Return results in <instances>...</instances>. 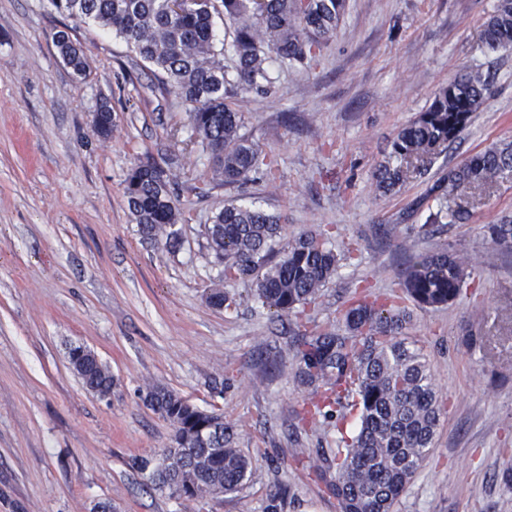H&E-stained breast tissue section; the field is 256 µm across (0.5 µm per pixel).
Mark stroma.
I'll list each match as a JSON object with an SVG mask.
<instances>
[{
    "instance_id": "stroma-1",
    "label": "stroma",
    "mask_w": 512,
    "mask_h": 512,
    "mask_svg": "<svg viewBox=\"0 0 512 512\" xmlns=\"http://www.w3.org/2000/svg\"><path fill=\"white\" fill-rule=\"evenodd\" d=\"M497 0H347L317 66L276 69L273 96H250L244 133L276 162L223 185L190 142L186 106L162 89L123 39L74 22L49 0H0V512H338L303 467L335 445L336 427L297 428L305 390L293 378L296 324L258 308L249 284L219 283L205 227L224 203L280 214L284 241L308 231L356 244L308 327L333 331L353 292L397 290L408 228L425 224L429 190L470 155L512 142V50H491L485 23ZM87 50L75 76L55 33ZM491 74L493 92L429 174L381 196L373 173L397 131L465 71ZM114 126L101 137V103ZM176 156L181 246L142 240L124 194L136 163ZM472 216L435 226L416 247L491 254L486 225L512 217V176L468 193ZM477 266L462 296L415 311L443 408L429 456L396 512H512V253ZM223 285L238 305L206 300ZM95 351L112 396L88 392L68 361ZM166 388L238 429L252 474L239 492L193 501L152 489L139 468L171 442L169 421L145 402Z\"/></svg>"
}]
</instances>
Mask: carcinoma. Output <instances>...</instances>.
I'll list each match as a JSON object with an SVG mask.
<instances>
[{"mask_svg":"<svg viewBox=\"0 0 512 512\" xmlns=\"http://www.w3.org/2000/svg\"><path fill=\"white\" fill-rule=\"evenodd\" d=\"M73 20H92L122 38L143 63L159 73L162 88L186 105L191 139L212 157L213 175L226 184L245 181L264 169L274 183L273 161L244 133L241 103L255 93H274V64L308 69L336 34L346 0H203L177 12L169 0H50ZM224 22L230 42L217 40L215 19ZM484 37L492 50L512 48V0H498ZM64 64L76 75L89 67L85 48L69 28L55 34ZM231 53L232 66L224 65ZM491 76L467 72L440 87L429 107L398 130L390 152L374 174L376 190L396 194L425 175L434 160L457 139L472 112L491 93ZM98 133L108 135L112 107L97 108ZM177 160H151L132 167L125 178L128 208L146 240L169 250L180 246V210L172 192ZM512 172V143L489 146L469 157L431 191L464 196L476 186L494 187ZM470 211L440 205L431 224L464 223ZM284 227L280 216L254 206L224 205L206 227L207 248L226 281H244L252 296L283 320L314 304L332 280L343 256L339 244L317 232H305L286 247L275 248ZM492 247L512 251V220L486 225ZM474 270L465 257L446 248L409 254L401 285L420 308L455 300ZM216 307L236 306L234 295L210 290ZM344 327L313 329L295 337V375L307 388L301 421L316 432L324 419H336L332 458L310 460L320 471L330 462L326 481L339 512H393L399 497L426 460L442 410L438 389L424 354L408 341L411 314L365 292L346 307ZM82 384L101 398L112 395V373L86 356L71 357ZM146 401L174 429L173 445L152 469L154 485L177 499L232 494L247 483L251 463L235 445L224 419L179 395L152 387Z\"/></svg>","mask_w":512,"mask_h":512,"instance_id":"obj_1","label":"carcinoma"}]
</instances>
